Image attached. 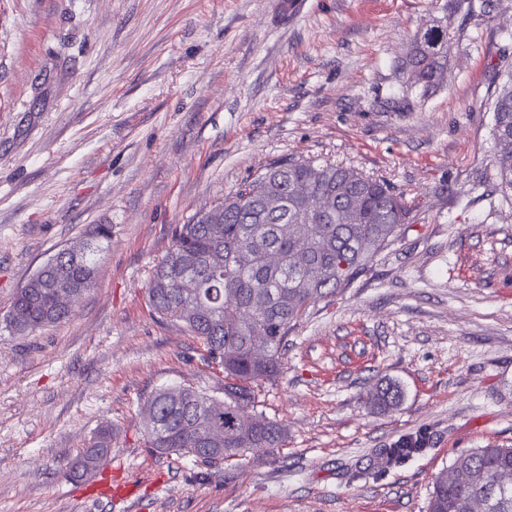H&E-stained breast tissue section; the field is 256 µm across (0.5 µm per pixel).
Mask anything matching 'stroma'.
<instances>
[{
  "instance_id": "stroma-1",
  "label": "stroma",
  "mask_w": 512,
  "mask_h": 512,
  "mask_svg": "<svg viewBox=\"0 0 512 512\" xmlns=\"http://www.w3.org/2000/svg\"><path fill=\"white\" fill-rule=\"evenodd\" d=\"M0 0V512H426L460 452L512 447V192L486 110L512 0ZM440 20L442 87L404 94L409 39ZM386 178L409 223L354 288L312 304L256 390L282 446L202 464L148 447L164 387L224 375L148 301L175 225L273 159ZM112 237L72 315L30 334L14 296L91 225ZM402 404L379 412L384 380ZM93 481L68 462L102 428ZM425 434L419 454L377 466ZM404 398L401 387L393 381H384L370 397V405L377 410H387L398 407Z\"/></svg>"
}]
</instances>
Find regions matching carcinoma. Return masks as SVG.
<instances>
[{"instance_id":"carcinoma-1","label":"carcinoma","mask_w":512,"mask_h":512,"mask_svg":"<svg viewBox=\"0 0 512 512\" xmlns=\"http://www.w3.org/2000/svg\"><path fill=\"white\" fill-rule=\"evenodd\" d=\"M448 40L440 28H422L410 39L405 56L396 61L406 90L428 95L444 81ZM494 160L502 184L512 190V68L495 70L490 89ZM284 197L288 207L276 211L272 198ZM208 212L213 224L190 220L175 227L173 243L156 266L148 286L149 302L161 317L185 323L203 345L202 360L224 372V399L192 387L164 388L146 402L154 415L147 442L161 454L188 455L203 462L230 460L249 448H277L284 438L276 422L250 409L253 386L278 378L288 335L309 306L353 287L375 259L397 238L409 220L402 195L390 182L351 166L283 156L239 185ZM112 226L96 224L86 247L74 258L53 255L48 272L32 275L11 305L10 328L25 332L67 319L71 310L58 307L52 289L68 281L83 293L96 282L100 242ZM280 256L272 265L268 251ZM190 271L200 288H180L179 277ZM200 292L210 302L211 317L185 321ZM263 351L264 360L256 358ZM401 387L387 380L370 397L371 407H398ZM224 426L223 449L200 457L198 428L210 421ZM422 435L404 438L386 452L394 465L424 448ZM112 434L101 430L88 448L75 456L69 472L76 479L92 477L111 451ZM466 470L470 480L457 481ZM512 512V448L486 446L457 455L434 481L428 512Z\"/></svg>"}]
</instances>
